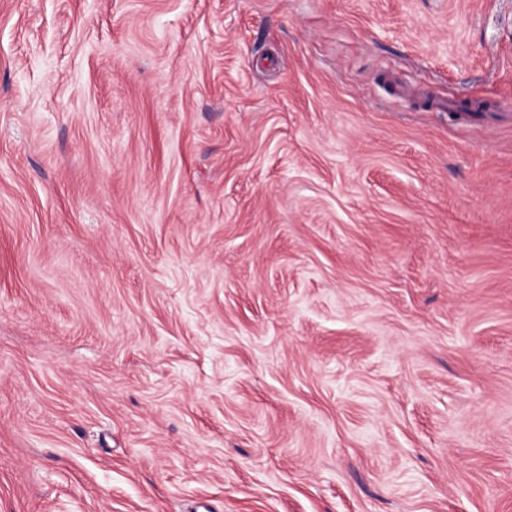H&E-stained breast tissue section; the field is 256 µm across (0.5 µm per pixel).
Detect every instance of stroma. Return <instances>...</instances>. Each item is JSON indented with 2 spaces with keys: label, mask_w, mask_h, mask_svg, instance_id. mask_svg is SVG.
I'll return each mask as SVG.
<instances>
[{
  "label": "stroma",
  "mask_w": 512,
  "mask_h": 512,
  "mask_svg": "<svg viewBox=\"0 0 512 512\" xmlns=\"http://www.w3.org/2000/svg\"><path fill=\"white\" fill-rule=\"evenodd\" d=\"M0 512H512V0H0Z\"/></svg>",
  "instance_id": "stroma-1"
}]
</instances>
